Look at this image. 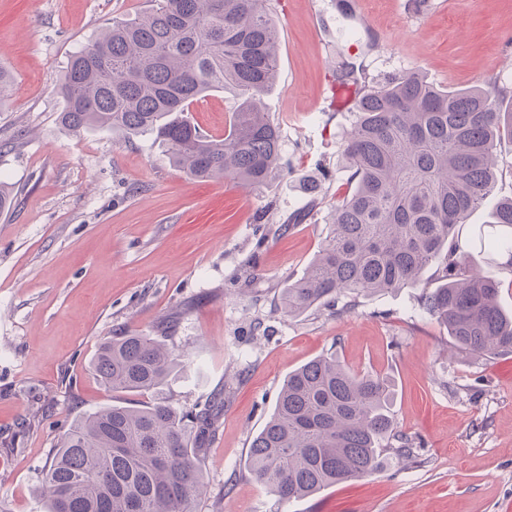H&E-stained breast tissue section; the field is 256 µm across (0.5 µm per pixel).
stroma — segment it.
Instances as JSON below:
<instances>
[{
	"label": "stroma",
	"mask_w": 512,
	"mask_h": 512,
	"mask_svg": "<svg viewBox=\"0 0 512 512\" xmlns=\"http://www.w3.org/2000/svg\"><path fill=\"white\" fill-rule=\"evenodd\" d=\"M148 0H0V68L13 76L0 109V512H44L43 469L80 415L111 404L91 363L113 332L157 335L181 370L176 404L217 408L200 455L196 512H512V354L456 349L418 305L421 289L364 293L349 313L291 316L289 279L330 232L346 189L338 160L352 107H337V55L369 77L418 71L440 88L512 82V0H277L278 73L262 101L280 126L292 175L260 187L200 182L153 137L72 132L57 84L70 55ZM374 47H367V39ZM232 89L192 107L223 134ZM319 187L303 189L308 180ZM311 209L303 224L293 212ZM390 380L389 413L417 445L356 481L285 503L253 480L249 445L290 372L326 355Z\"/></svg>",
	"instance_id": "stroma-1"
}]
</instances>
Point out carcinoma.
<instances>
[{"label": "carcinoma", "mask_w": 512, "mask_h": 512, "mask_svg": "<svg viewBox=\"0 0 512 512\" xmlns=\"http://www.w3.org/2000/svg\"><path fill=\"white\" fill-rule=\"evenodd\" d=\"M132 20L112 21L67 62L58 120L130 138L148 134L193 179L258 187L290 171L278 123L261 100L277 74L273 0H152ZM334 79L358 87L341 146L348 190L331 205V229L281 304L299 316L342 296L419 286L432 265L440 287L420 307L459 349L512 353V316L497 303L500 281L467 262L468 249L506 254L512 272V199L489 214L493 233L463 242L456 227L493 195L495 155L512 139V86L448 91L409 70L375 84L341 56ZM238 93L228 129L206 135L188 116L210 91ZM180 354L163 336L119 332L92 367L121 400L75 419L43 472L45 512H194L204 481L198 463L213 409L175 405L168 382ZM381 376L356 374L336 356L288 374L264 427L252 438L249 471L278 501L310 496L378 470L382 456L414 457L396 438ZM398 439V445L391 444Z\"/></svg>", "instance_id": "carcinoma-1"}]
</instances>
